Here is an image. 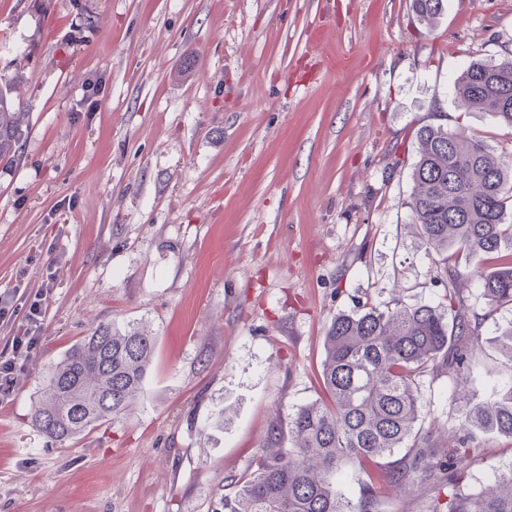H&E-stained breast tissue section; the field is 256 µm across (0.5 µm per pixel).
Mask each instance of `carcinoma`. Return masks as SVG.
Masks as SVG:
<instances>
[{
    "label": "carcinoma",
    "mask_w": 512,
    "mask_h": 512,
    "mask_svg": "<svg viewBox=\"0 0 512 512\" xmlns=\"http://www.w3.org/2000/svg\"><path fill=\"white\" fill-rule=\"evenodd\" d=\"M413 7L430 20L444 0H413ZM453 89L464 105L512 129V59L470 64ZM25 116L0 87V161L18 156ZM417 143L408 207L431 256L433 281L443 287L440 301L365 302L337 315L324 336L320 372L328 400L298 408L286 428L271 421L251 471L237 480L238 492L220 497L213 512H382L381 482L402 491L414 474L446 497L429 512H512V467L478 495L455 469L474 455L472 432L494 429L512 437V378L492 402L473 405L464 391L476 369L481 325L493 312L512 315V151L442 127L420 129ZM483 257L500 268L484 273ZM463 259L476 262L468 276L489 307L483 314L460 287ZM156 343L137 326L98 323L48 367L31 425L62 446L130 414ZM443 371L456 380V423L444 459L419 427L421 380ZM346 466L362 474L355 501L336 480Z\"/></svg>",
    "instance_id": "1"
}]
</instances>
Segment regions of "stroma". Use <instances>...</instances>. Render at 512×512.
Returning <instances> with one entry per match:
<instances>
[{
  "label": "stroma",
  "instance_id": "1",
  "mask_svg": "<svg viewBox=\"0 0 512 512\" xmlns=\"http://www.w3.org/2000/svg\"><path fill=\"white\" fill-rule=\"evenodd\" d=\"M512 56V0H0V85L26 114L0 162V294L43 295L44 339L0 403V512H212L273 418L321 395L330 322L438 303L408 208L416 133L512 129L459 109L470 63ZM488 318L469 388L512 378ZM101 322L157 338L143 403L58 446L28 412L47 367ZM453 381L425 377L440 453ZM223 421H216L217 406ZM481 492L512 438L477 433ZM432 482L382 489L427 512Z\"/></svg>",
  "mask_w": 512,
  "mask_h": 512
}]
</instances>
